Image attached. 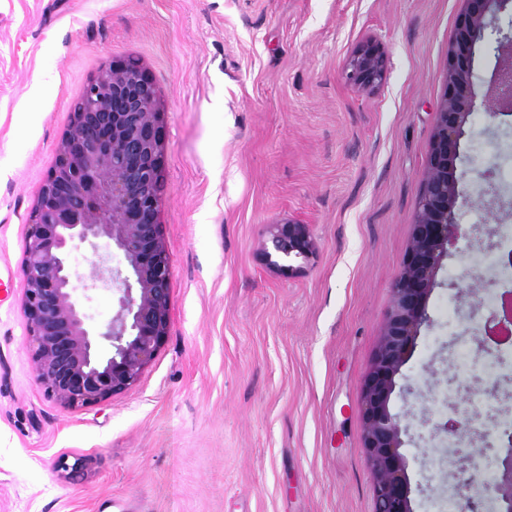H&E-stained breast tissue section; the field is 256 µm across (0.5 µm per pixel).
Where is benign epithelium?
Instances as JSON below:
<instances>
[{
	"label": "benign epithelium",
	"instance_id": "1",
	"mask_svg": "<svg viewBox=\"0 0 512 512\" xmlns=\"http://www.w3.org/2000/svg\"><path fill=\"white\" fill-rule=\"evenodd\" d=\"M512 0H463L455 37L448 50V77L436 113L423 191L411 238L393 287L373 364L362 391L363 448L371 464L375 512H414L412 487L401 452L409 425L392 413L396 377L411 356L421 329L429 323L427 301L449 247L466 236L455 207L463 128L473 108L476 47L488 33L497 55L512 57V26L503 31L500 15ZM387 59L368 39L352 51L347 79L359 93L384 80ZM493 118L512 117V63L492 76ZM164 105L150 72L131 59H114L101 69L73 102L70 129L56 149L29 215L21 267V311L37 382L60 405L83 408L100 404L138 383L165 343L170 327L171 262L158 215L166 158ZM481 183L493 187L495 166L475 164ZM274 253L305 261L316 242L309 225L293 220L268 225ZM105 240L111 248L101 249ZM82 245L95 260L93 284L73 265ZM272 253V254H274ZM266 253L267 259H272ZM112 290V313L96 321L87 302L97 286ZM497 290L502 311L488 319L485 334L472 338L475 364L497 356L495 336L512 333V285L479 278L464 289L472 313L478 294ZM492 398L500 383L487 374L445 381L450 415L446 421L423 418L430 437L441 434L459 445L478 439L475 454L454 450V512H512V427H501L497 414L465 408L474 384Z\"/></svg>",
	"mask_w": 512,
	"mask_h": 512
}]
</instances>
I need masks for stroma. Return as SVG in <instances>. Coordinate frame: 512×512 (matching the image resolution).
<instances>
[{
    "mask_svg": "<svg viewBox=\"0 0 512 512\" xmlns=\"http://www.w3.org/2000/svg\"><path fill=\"white\" fill-rule=\"evenodd\" d=\"M462 0H0V512H374L361 392L418 211ZM388 60L369 95L353 49ZM131 58L166 106L158 220L171 260L168 338L131 389L67 409L30 362L20 308L26 217L70 104L109 60ZM499 59L480 47L456 162L472 237L438 271L393 393L415 512L449 501L453 454L422 436L476 325L452 282L494 262L512 182V119L490 120ZM309 225L316 257L287 274L261 253L269 224ZM88 458L65 481L59 456ZM387 59L372 39L358 44L347 65V79L359 93H369L384 80Z\"/></svg>",
    "mask_w": 512,
    "mask_h": 512,
    "instance_id": "stroma-1",
    "label": "stroma"
}]
</instances>
